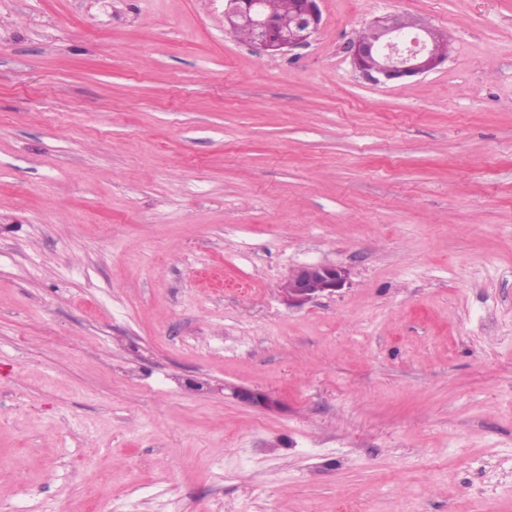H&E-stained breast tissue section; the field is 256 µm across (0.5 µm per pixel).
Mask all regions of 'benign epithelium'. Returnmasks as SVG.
I'll return each mask as SVG.
<instances>
[{
    "label": "benign epithelium",
    "instance_id": "7a95c632",
    "mask_svg": "<svg viewBox=\"0 0 512 512\" xmlns=\"http://www.w3.org/2000/svg\"><path fill=\"white\" fill-rule=\"evenodd\" d=\"M320 0H294L293 15L283 26L262 9V0H226L224 21L233 28L238 21L251 25L252 42L268 54H285L306 45L319 31ZM373 30L369 39H356L351 46V62L365 79L387 83L430 72L448 54L434 49L439 30L424 19L407 14H384L367 23ZM345 269L328 264H307L293 269L281 285L288 303L296 306L324 293H334L347 282Z\"/></svg>",
    "mask_w": 512,
    "mask_h": 512
}]
</instances>
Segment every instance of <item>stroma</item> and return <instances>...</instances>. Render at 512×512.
Masks as SVG:
<instances>
[{"label": "stroma", "mask_w": 512, "mask_h": 512, "mask_svg": "<svg viewBox=\"0 0 512 512\" xmlns=\"http://www.w3.org/2000/svg\"><path fill=\"white\" fill-rule=\"evenodd\" d=\"M320 9L0 0V512H512V0ZM385 13L447 62L362 78ZM264 2L266 12L272 14L283 25H288V18L293 6V15L288 28H285L272 15L261 8ZM226 0L224 21L230 29L238 20L251 25L233 29L231 33L250 40L257 49L268 54H285L306 45L319 31L322 14L319 6L321 0ZM342 267L328 264H307L293 269L281 285L288 303L296 306L324 293H335L347 282Z\"/></svg>", "instance_id": "35a3bbf8"}]
</instances>
